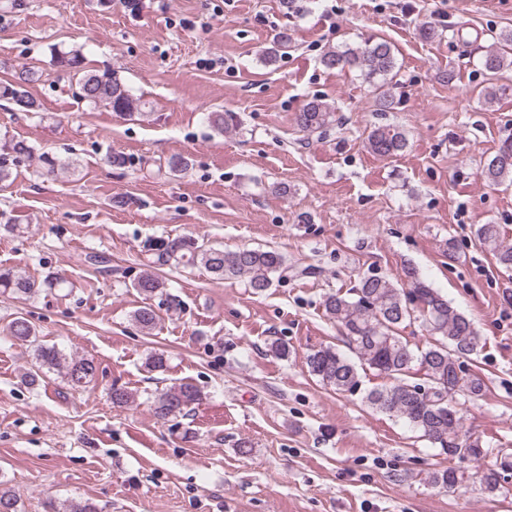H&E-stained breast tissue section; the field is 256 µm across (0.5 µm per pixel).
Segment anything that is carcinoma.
Listing matches in <instances>:
<instances>
[{"mask_svg": "<svg viewBox=\"0 0 512 512\" xmlns=\"http://www.w3.org/2000/svg\"><path fill=\"white\" fill-rule=\"evenodd\" d=\"M321 62L330 70L360 73L373 83L382 106L392 103L397 60L389 41L368 39L356 46H338L328 50ZM57 64L77 76L81 99L89 104L124 116L141 110V100L130 93L115 73L100 74L84 69L78 52L59 56ZM481 64L492 77L512 69V32L500 35L499 45L485 50ZM34 76L30 69L15 73L12 81L0 85V97L12 100L22 112L36 110V101L25 91ZM333 121L334 108L317 99L295 115L299 131L307 134L318 132ZM407 144L406 133L396 126L375 128L366 139L369 152L386 158L403 152ZM482 175L492 185L512 182V143H502L486 160ZM474 235L490 249L498 265L512 269V243L504 240L499 225L480 224ZM151 251L153 264L158 266L184 260L203 266L217 279L245 276L256 293L266 291L285 272L283 255L272 249L224 251L191 237H178L152 243ZM405 277L407 290L384 276L367 274L360 277L354 296L327 295L323 302L325 315L344 329L356 360H350L330 345L323 346L307 355L308 371L323 385L350 394L360 390L362 370H373L387 377L389 383L365 394L364 403L369 408L405 421L450 460L451 452L465 448L466 460L478 462L486 456L485 450L480 440L464 431L462 416L453 402L458 394L470 400L484 395L485 384L479 375L459 373L461 359L477 351L481 338L474 322L422 280L414 268H407ZM64 285L65 281L55 275H48L38 283L12 269H0L3 294L30 297L43 287L62 289ZM134 288L150 297L162 291L164 283L146 272L134 283ZM134 319L149 331L154 328L157 315L151 306L145 305L134 311ZM416 321L428 333V340L421 346L400 334L401 328ZM8 335L17 341L36 344L40 368L60 373L71 386L87 387L93 382L97 372L94 360L69 357L54 345L37 342L36 329L26 318H15L8 327ZM415 369L422 372L424 382H409ZM200 399V391L193 384H175L154 397L153 412L161 419L184 416ZM464 478L465 471L448 466L429 472L428 483L451 489ZM480 481L487 492H502L497 469L483 468ZM47 509L48 512H97L95 505L83 500H71L62 508L50 501Z\"/></svg>", "mask_w": 512, "mask_h": 512, "instance_id": "carcinoma-1", "label": "carcinoma"}]
</instances>
